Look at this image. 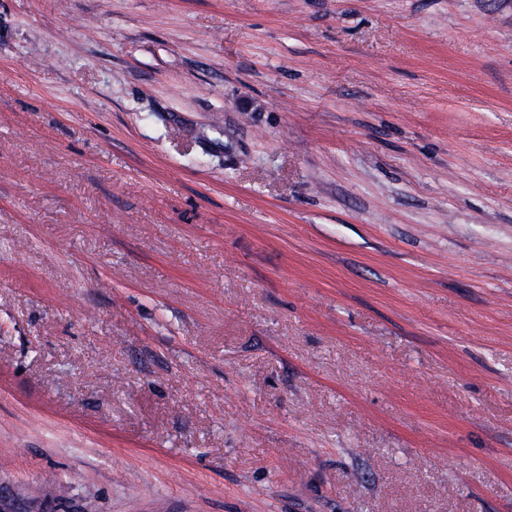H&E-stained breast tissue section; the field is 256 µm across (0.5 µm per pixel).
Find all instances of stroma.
I'll use <instances>...</instances> for the list:
<instances>
[{"instance_id": "1", "label": "stroma", "mask_w": 512, "mask_h": 512, "mask_svg": "<svg viewBox=\"0 0 512 512\" xmlns=\"http://www.w3.org/2000/svg\"><path fill=\"white\" fill-rule=\"evenodd\" d=\"M96 512H512V0H0V479Z\"/></svg>"}]
</instances>
